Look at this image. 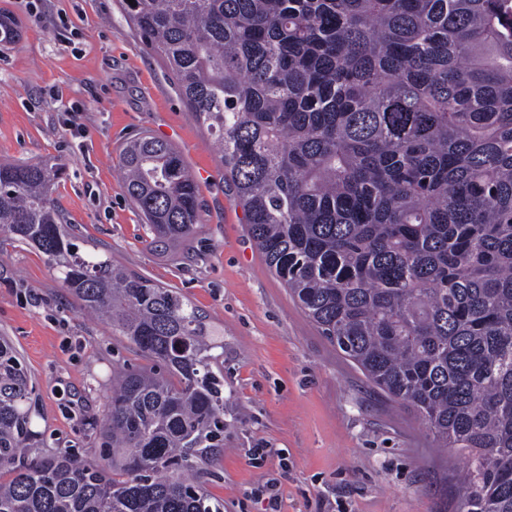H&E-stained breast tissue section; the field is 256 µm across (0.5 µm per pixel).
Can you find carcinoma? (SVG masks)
<instances>
[{
	"label": "carcinoma",
	"instance_id": "obj_1",
	"mask_svg": "<svg viewBox=\"0 0 512 512\" xmlns=\"http://www.w3.org/2000/svg\"><path fill=\"white\" fill-rule=\"evenodd\" d=\"M214 133L253 240L311 321L438 448L462 512H512V0H123ZM158 246L199 224L181 153L126 143ZM62 167L0 163V237L41 251L80 310L165 373L124 370L107 462L24 460L32 379L0 336V512H224V345L181 294L63 223Z\"/></svg>",
	"mask_w": 512,
	"mask_h": 512
}]
</instances>
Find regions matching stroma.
<instances>
[{"instance_id":"1","label":"stroma","mask_w":512,"mask_h":512,"mask_svg":"<svg viewBox=\"0 0 512 512\" xmlns=\"http://www.w3.org/2000/svg\"><path fill=\"white\" fill-rule=\"evenodd\" d=\"M19 39L0 44V161L61 164L51 197L88 244L187 297L224 344V455L199 480L224 512H459L453 449L391 401L310 321L265 263L221 161L122 0H0ZM83 109L84 132L64 124ZM168 141L199 177L189 244L156 248L123 186L126 143ZM0 336L32 376L29 459L102 455L112 374L151 362L80 312L46 256L0 240Z\"/></svg>"}]
</instances>
